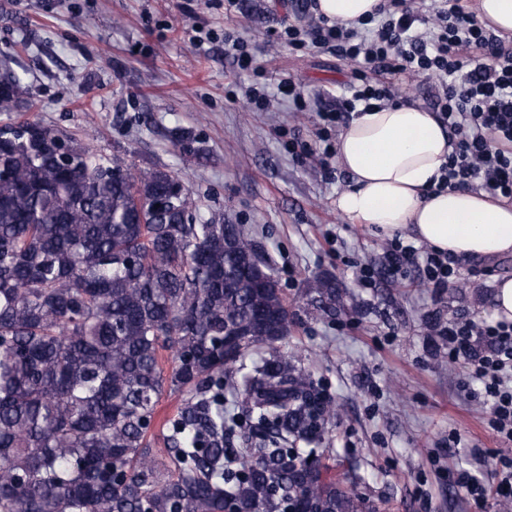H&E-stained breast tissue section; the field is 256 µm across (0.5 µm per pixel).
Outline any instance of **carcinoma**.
Masks as SVG:
<instances>
[{
	"mask_svg": "<svg viewBox=\"0 0 512 512\" xmlns=\"http://www.w3.org/2000/svg\"><path fill=\"white\" fill-rule=\"evenodd\" d=\"M24 95L4 72L0 112ZM178 180L0 126V512H371L298 447L336 404L277 349L290 320L260 285L270 265L243 271L250 231L205 217Z\"/></svg>",
	"mask_w": 512,
	"mask_h": 512,
	"instance_id": "carcinoma-1",
	"label": "carcinoma"
}]
</instances>
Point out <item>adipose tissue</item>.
<instances>
[{"label": "adipose tissue", "mask_w": 512, "mask_h": 512, "mask_svg": "<svg viewBox=\"0 0 512 512\" xmlns=\"http://www.w3.org/2000/svg\"><path fill=\"white\" fill-rule=\"evenodd\" d=\"M450 151L446 130L419 106L355 114L336 143V163L349 175L337 209L353 223L409 232L461 257L512 253V204L482 191L430 192Z\"/></svg>", "instance_id": "ef3b65f1"}]
</instances>
